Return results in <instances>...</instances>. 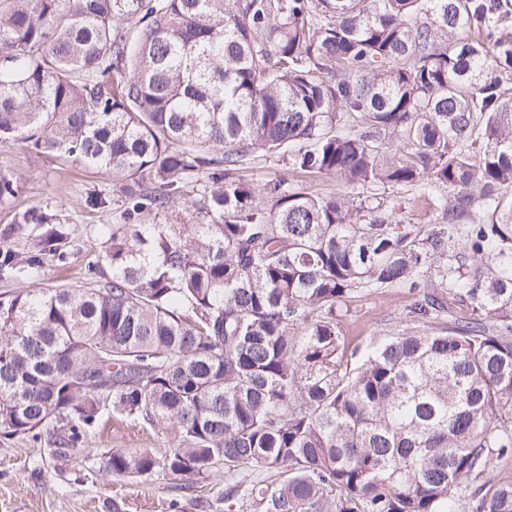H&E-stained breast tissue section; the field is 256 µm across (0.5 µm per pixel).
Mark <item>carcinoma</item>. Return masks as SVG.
Returning a JSON list of instances; mask_svg holds the SVG:
<instances>
[{
    "label": "carcinoma",
    "mask_w": 512,
    "mask_h": 512,
    "mask_svg": "<svg viewBox=\"0 0 512 512\" xmlns=\"http://www.w3.org/2000/svg\"><path fill=\"white\" fill-rule=\"evenodd\" d=\"M508 0H0V141L112 175L79 288L0 300V432L65 460L104 416L165 451L109 478L196 482L224 512H512V36ZM256 153L330 174L319 197L240 175ZM22 177L0 171V204ZM379 187L440 212L421 227ZM0 279L70 263L15 214ZM415 296L351 366L336 315ZM439 288L465 306L448 321Z\"/></svg>",
    "instance_id": "1"
}]
</instances>
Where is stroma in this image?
<instances>
[{
    "label": "stroma",
    "instance_id": "1",
    "mask_svg": "<svg viewBox=\"0 0 512 512\" xmlns=\"http://www.w3.org/2000/svg\"><path fill=\"white\" fill-rule=\"evenodd\" d=\"M0 170L22 175L23 188L11 203L0 205V229L15 211L32 205L55 210L80 250L62 268L47 267L32 280L33 288L85 282V267L100 247L101 225L113 223L122 192L108 173L62 163L53 155H36L14 142H0ZM99 189L108 207L88 210L81 199ZM413 296L403 288L356 295L336 330L347 351L364 356L370 345L383 341L388 323L399 320ZM164 438L137 422L109 419L91 434L67 462L54 460L48 441L0 436V512H224V478L213 474L183 489L175 475L156 474L134 480H111L102 472L101 454L108 448H159Z\"/></svg>",
    "mask_w": 512,
    "mask_h": 512
}]
</instances>
